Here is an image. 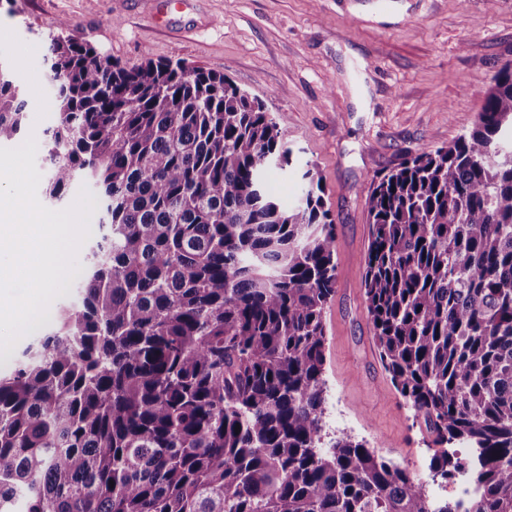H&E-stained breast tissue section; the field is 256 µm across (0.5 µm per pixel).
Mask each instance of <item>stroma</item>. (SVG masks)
I'll use <instances>...</instances> for the list:
<instances>
[{
  "instance_id": "stroma-1",
  "label": "stroma",
  "mask_w": 512,
  "mask_h": 512,
  "mask_svg": "<svg viewBox=\"0 0 512 512\" xmlns=\"http://www.w3.org/2000/svg\"><path fill=\"white\" fill-rule=\"evenodd\" d=\"M102 58L183 59L223 73L279 123L292 163L270 180L304 194L318 172L336 228L326 311V429L365 440L436 490V446L392 386L361 280L370 185L421 147L469 131L493 75L512 61V0H0V59L22 60L27 133L51 125L45 68L59 20Z\"/></svg>"
}]
</instances>
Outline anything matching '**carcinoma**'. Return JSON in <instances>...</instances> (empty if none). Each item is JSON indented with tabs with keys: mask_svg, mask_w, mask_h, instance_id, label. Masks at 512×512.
Returning a JSON list of instances; mask_svg holds the SVG:
<instances>
[{
	"mask_svg": "<svg viewBox=\"0 0 512 512\" xmlns=\"http://www.w3.org/2000/svg\"><path fill=\"white\" fill-rule=\"evenodd\" d=\"M56 23L45 61L46 196L98 189L77 306L0 377V512H461L348 435L325 440L336 232L311 171L300 201L278 123L225 75L100 60ZM0 68V144L26 127ZM361 284L393 387L462 459L466 512H512V61L474 128L373 182ZM240 432H235V427Z\"/></svg>",
	"mask_w": 512,
	"mask_h": 512,
	"instance_id": "obj_1",
	"label": "carcinoma"
}]
</instances>
